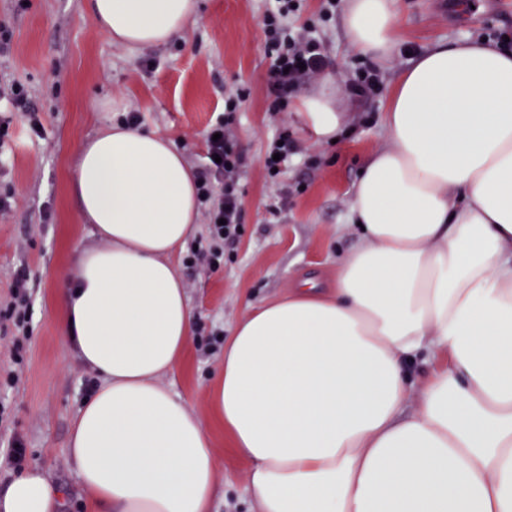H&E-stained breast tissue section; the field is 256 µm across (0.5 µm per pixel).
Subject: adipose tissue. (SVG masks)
<instances>
[{
  "label": "adipose tissue",
  "instance_id": "obj_1",
  "mask_svg": "<svg viewBox=\"0 0 512 512\" xmlns=\"http://www.w3.org/2000/svg\"><path fill=\"white\" fill-rule=\"evenodd\" d=\"M398 11L347 0L353 48L386 63ZM90 15L134 50L183 36L198 0H90ZM294 110L321 143L347 121L328 82ZM382 125L352 191L356 244L331 287L302 281L236 322L214 418L253 512H512V51L429 47ZM71 190L99 239L61 295L64 338L103 380L70 438L89 508L209 512L210 434L160 383L192 337L173 255L196 228L193 169L170 138L115 123L82 145ZM60 507L35 466L0 495V512Z\"/></svg>",
  "mask_w": 512,
  "mask_h": 512
}]
</instances>
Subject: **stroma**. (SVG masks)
I'll use <instances>...</instances> for the list:
<instances>
[{"label": "stroma", "instance_id": "obj_1", "mask_svg": "<svg viewBox=\"0 0 512 512\" xmlns=\"http://www.w3.org/2000/svg\"><path fill=\"white\" fill-rule=\"evenodd\" d=\"M288 24L314 31L329 60L323 72L349 109L348 129L336 143L305 141L290 109L268 111L269 60L262 24L266 0H199V15L172 42L131 52L97 31L89 0H0V23L11 51L0 57V81L18 83L38 112L43 135L31 137L23 112L12 116L0 162V309L26 294L27 332L0 318V437L18 438L24 466H38L63 494L61 512H88L87 494L68 453L72 421L99 378L80 364L63 333L60 296L76 274L78 251L97 246L79 215L70 178L80 147L125 112L141 114V129L171 138L194 169L205 163L206 134L224 111L227 91L245 90L235 114L236 141L245 155L242 226L225 245L219 266H179L192 314L193 336L183 366L163 384L201 419L223 364L224 342L246 306L282 296L296 282L331 281L336 255L357 240L350 221L352 186L366 158L385 143L381 114L411 56L437 42L463 37L496 41L512 28V0H401L399 44L382 67L379 92L367 102L346 96L363 56L343 27L344 5L323 19V0H298ZM152 60L153 69L143 67ZM296 146L282 176L263 167L279 131ZM287 205H280V192ZM217 450L212 512H248L247 466L212 429ZM19 465V466H22ZM19 466L0 456V493Z\"/></svg>", "mask_w": 512, "mask_h": 512}]
</instances>
